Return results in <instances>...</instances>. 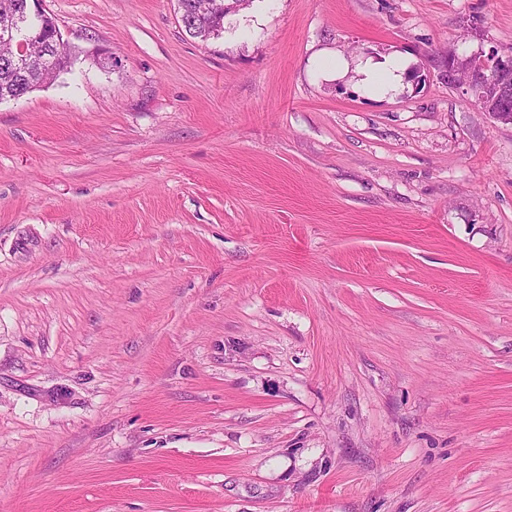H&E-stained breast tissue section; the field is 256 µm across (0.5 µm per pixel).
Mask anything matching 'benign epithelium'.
<instances>
[{
    "mask_svg": "<svg viewBox=\"0 0 512 512\" xmlns=\"http://www.w3.org/2000/svg\"><path fill=\"white\" fill-rule=\"evenodd\" d=\"M26 10L31 15L49 22L50 42L63 49L61 34L55 21L43 7V0H29ZM43 30L34 28L18 36L16 39L17 60L22 70L32 66L38 69L48 67L47 60L40 58L33 62L26 54L27 44L42 37ZM465 83L470 92L485 97L490 91L498 103V109L489 113L497 121L512 122V55L503 56L495 51L487 54L473 55L464 59L455 54L448 55V84Z\"/></svg>",
    "mask_w": 512,
    "mask_h": 512,
    "instance_id": "obj_1",
    "label": "benign epithelium"
}]
</instances>
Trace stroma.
Segmentation results:
<instances>
[{
    "mask_svg": "<svg viewBox=\"0 0 512 512\" xmlns=\"http://www.w3.org/2000/svg\"><path fill=\"white\" fill-rule=\"evenodd\" d=\"M0 102V512H512V0H44ZM397 58L425 85L364 89ZM25 10H28L31 15L34 17H38L39 19H44L49 22V30H50V42L53 43L58 47V49L62 52H64L63 49V42L61 39V34L59 32V29L57 28L55 21L51 17L50 14L46 12V10L43 7V0H29V3L25 7ZM51 43H47L45 46V54L47 55V58L49 60V63H53L57 61L58 65V72L64 70V68L67 67V64L69 63L67 56H60L59 57V50L51 45ZM185 6L188 21V33L194 37L206 40L211 36H218L224 30V18L231 12L232 7H225L221 12L222 1L216 0H181ZM226 5V4H225ZM218 6V7H217ZM210 7V8H209ZM217 32V33H216ZM43 30L39 28H34L28 30L18 36L16 39V47H17V60L21 65L22 70L28 72V67L32 66L38 69L50 67V64H47V60L45 58H40L39 60L33 62L28 59L26 54L27 44L33 40H40L42 37ZM15 50L12 45L1 42L0 37V100L7 98L19 99L28 94L31 82L42 85L54 73L37 72L24 76L14 63ZM448 82L450 85L464 82L482 100L486 91L491 90L499 107L487 114L497 121L512 122V55L503 56L492 50L461 59L449 54Z\"/></svg>",
    "mask_w": 512,
    "mask_h": 512,
    "instance_id": "35a3bbf8",
    "label": "stroma"
}]
</instances>
